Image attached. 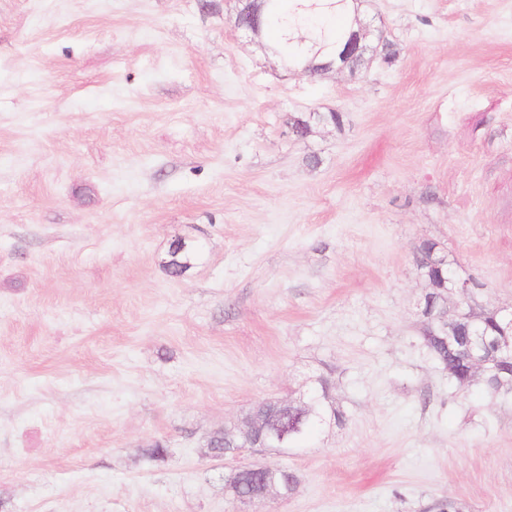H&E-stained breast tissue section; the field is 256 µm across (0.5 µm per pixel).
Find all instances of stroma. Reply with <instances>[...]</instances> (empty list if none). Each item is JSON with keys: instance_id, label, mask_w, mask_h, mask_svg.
<instances>
[{"instance_id": "stroma-1", "label": "stroma", "mask_w": 512, "mask_h": 512, "mask_svg": "<svg viewBox=\"0 0 512 512\" xmlns=\"http://www.w3.org/2000/svg\"><path fill=\"white\" fill-rule=\"evenodd\" d=\"M364 5L395 60L310 81L233 0H0V512H235L209 436L319 373L272 512H512V398L450 382L416 266L512 309V0ZM192 251L184 242H177L170 252L167 261L168 272L175 277L181 276L191 265Z\"/></svg>"}]
</instances>
